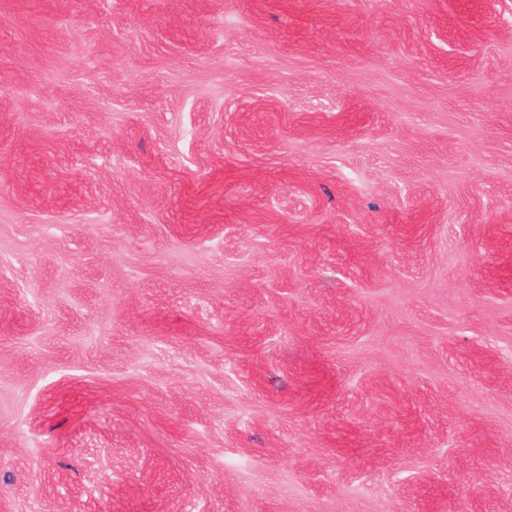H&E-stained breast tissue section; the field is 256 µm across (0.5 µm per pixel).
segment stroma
<instances>
[{"mask_svg":"<svg viewBox=\"0 0 512 512\" xmlns=\"http://www.w3.org/2000/svg\"><path fill=\"white\" fill-rule=\"evenodd\" d=\"M0 512H512V0H0Z\"/></svg>","mask_w":512,"mask_h":512,"instance_id":"stroma-1","label":"stroma"}]
</instances>
